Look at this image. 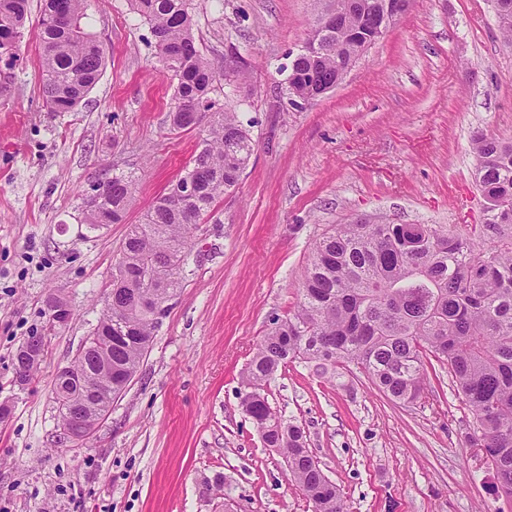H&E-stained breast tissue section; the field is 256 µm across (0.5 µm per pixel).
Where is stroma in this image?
<instances>
[{"label": "stroma", "instance_id": "stroma-1", "mask_svg": "<svg viewBox=\"0 0 512 512\" xmlns=\"http://www.w3.org/2000/svg\"><path fill=\"white\" fill-rule=\"evenodd\" d=\"M41 7L30 0L14 63H0V512H311L243 411L242 376L273 318L293 311L326 230L360 216L483 223L471 139L512 140V45L492 0H413L335 90L301 110L283 87L312 0H193L196 46L226 74L254 152L191 238L182 286L132 382L78 445L60 439L55 375L98 322L129 225L205 130L171 128L176 82L129 0H91L85 23L106 68L76 111H47ZM119 172L137 178L134 206L125 223L88 232L84 194ZM54 297L74 318L52 329ZM35 332L48 349L21 387L12 357ZM266 395L304 430L349 512H512L482 450L466 444L473 416L437 362L408 407L363 373L330 381L299 360ZM218 473L223 489L202 497Z\"/></svg>", "mask_w": 512, "mask_h": 512}]
</instances>
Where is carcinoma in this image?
Listing matches in <instances>:
<instances>
[{
  "instance_id": "carcinoma-1",
  "label": "carcinoma",
  "mask_w": 512,
  "mask_h": 512,
  "mask_svg": "<svg viewBox=\"0 0 512 512\" xmlns=\"http://www.w3.org/2000/svg\"><path fill=\"white\" fill-rule=\"evenodd\" d=\"M150 25L156 50L176 80L170 125L195 128L210 114L201 148L143 215L129 227L122 246L126 275L112 280V304L96 326L93 349L75 359L99 381L98 409L110 412L129 375L136 374L153 337L157 299L172 301L193 231L217 198L234 188L252 153L253 141L238 106L211 97L222 74L195 45L190 0H131ZM337 0L324 28L312 24L315 58L288 66L286 94L306 101L332 84L342 66L356 64L350 33L371 31L382 0ZM29 0H0V50L16 49L24 37ZM503 39L512 43V0H493ZM89 0H43L35 38L41 49L40 87L50 112H72L105 68L102 45L85 32ZM474 179L485 200L484 223L463 235L442 224H406L356 218L315 241L304 268L299 299L284 319L273 320L250 360L243 380L250 397L245 411L264 430V441L289 462L288 474L304 491L312 512H347L340 490L307 448L303 430L274 411L267 382L293 360L322 372L353 365L392 401L410 405L425 394L426 360L448 366L458 394L473 415L466 434L495 472L494 492L512 499V141L477 134ZM136 177L115 173L99 184L94 204L84 205L91 230L122 224L135 201ZM160 267L152 281L144 265ZM46 344L15 357L37 370Z\"/></svg>"
}]
</instances>
